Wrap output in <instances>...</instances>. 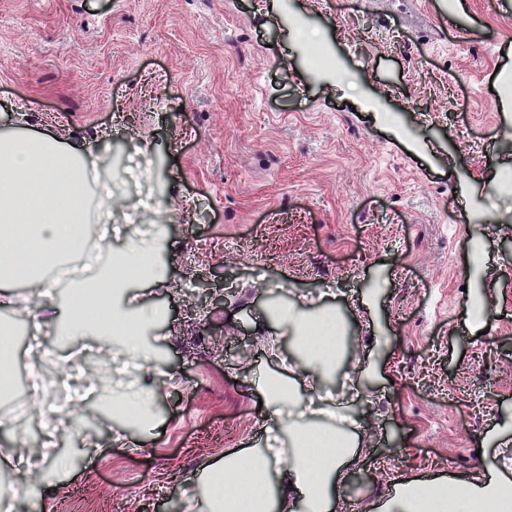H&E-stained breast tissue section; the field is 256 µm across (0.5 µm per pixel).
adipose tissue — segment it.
Instances as JSON below:
<instances>
[{"label":"adipose tissue","instance_id":"ef3b65f1","mask_svg":"<svg viewBox=\"0 0 512 512\" xmlns=\"http://www.w3.org/2000/svg\"><path fill=\"white\" fill-rule=\"evenodd\" d=\"M79 150L61 151L56 137L0 138V284L32 281L42 298L56 296L55 284L43 268L70 263L79 256L91 228L85 202L87 184ZM35 236L36 252L20 244ZM294 330L305 362L336 369L339 350L306 338L310 321L296 308L281 315ZM267 410L287 437L283 469L273 470L268 452L232 451L211 471L212 484L203 494L184 503L185 512H269V489L278 486V512H333L336 492L354 459V432L337 431L327 424L300 426L284 419L281 404L288 381L278 376L264 383ZM343 436V448L331 451L320 471H312L303 448L307 436ZM444 481L412 482L397 486L381 512H434L444 500Z\"/></svg>","mask_w":512,"mask_h":512}]
</instances>
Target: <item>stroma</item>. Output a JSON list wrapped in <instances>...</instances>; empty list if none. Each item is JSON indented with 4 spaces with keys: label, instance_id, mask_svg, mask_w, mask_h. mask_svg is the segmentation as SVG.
<instances>
[{
    "label": "stroma",
    "instance_id": "1",
    "mask_svg": "<svg viewBox=\"0 0 512 512\" xmlns=\"http://www.w3.org/2000/svg\"><path fill=\"white\" fill-rule=\"evenodd\" d=\"M331 46L340 70L310 66L294 18ZM512 0H0V134L57 135L94 154L163 164L112 179L104 207L119 234L85 254L156 245L162 270L127 293L163 308L152 351L126 372L118 345L80 336L46 361L14 342V372L39 365L47 396L91 422L93 454L74 453L55 489L26 491L46 416L29 409L0 437L9 512H182L233 448H264L269 374L317 410L357 425L358 453L339 490L348 512H374L395 484L512 476ZM161 205L128 213L143 198ZM164 225L154 238L151 227ZM224 294L201 305L193 280ZM34 286L0 293V316L26 311ZM335 311L348 357L330 379L303 369L271 297ZM481 299L487 316L468 304ZM371 361V377L357 374ZM175 374L151 426L123 428L96 396L123 394L146 366ZM74 370L71 388L58 381ZM123 431L127 445L113 443Z\"/></svg>",
    "mask_w": 512,
    "mask_h": 512
}]
</instances>
